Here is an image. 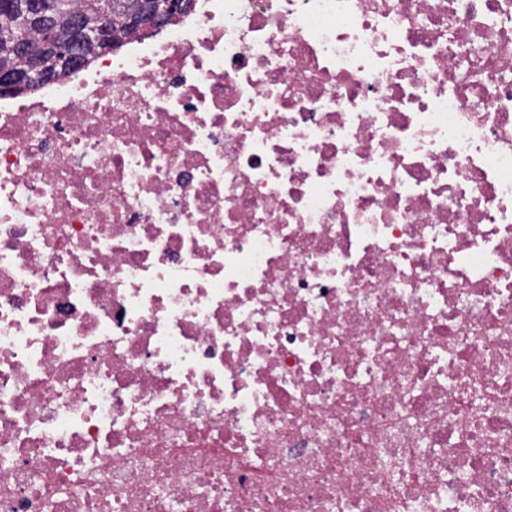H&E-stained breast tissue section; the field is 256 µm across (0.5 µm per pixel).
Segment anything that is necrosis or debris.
Returning a JSON list of instances; mask_svg holds the SVG:
<instances>
[{
    "instance_id": "4bbe7bcc",
    "label": "necrosis or debris",
    "mask_w": 512,
    "mask_h": 512,
    "mask_svg": "<svg viewBox=\"0 0 512 512\" xmlns=\"http://www.w3.org/2000/svg\"><path fill=\"white\" fill-rule=\"evenodd\" d=\"M0 96V512H512V0H194Z\"/></svg>"
}]
</instances>
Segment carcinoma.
Listing matches in <instances>:
<instances>
[{"label": "carcinoma", "mask_w": 512, "mask_h": 512, "mask_svg": "<svg viewBox=\"0 0 512 512\" xmlns=\"http://www.w3.org/2000/svg\"><path fill=\"white\" fill-rule=\"evenodd\" d=\"M101 0H0V65H21L22 37L33 41L48 28L57 30V37L80 36L74 30L76 18L94 14ZM134 33L129 25L112 13V42L121 46Z\"/></svg>", "instance_id": "obj_1"}]
</instances>
